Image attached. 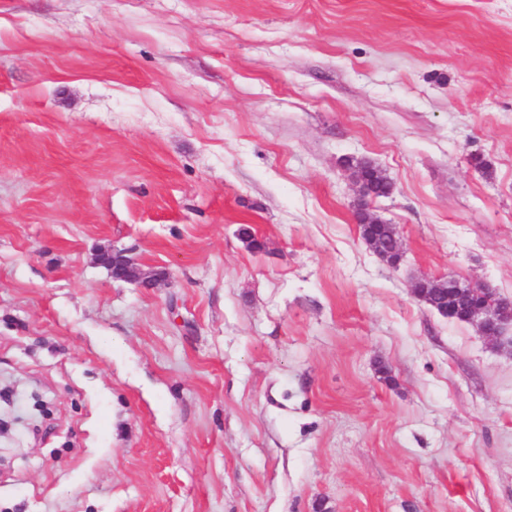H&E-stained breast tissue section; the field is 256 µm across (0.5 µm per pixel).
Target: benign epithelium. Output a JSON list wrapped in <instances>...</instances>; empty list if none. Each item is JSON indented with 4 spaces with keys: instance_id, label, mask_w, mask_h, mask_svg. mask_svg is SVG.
Masks as SVG:
<instances>
[{
    "instance_id": "obj_1",
    "label": "benign epithelium",
    "mask_w": 512,
    "mask_h": 512,
    "mask_svg": "<svg viewBox=\"0 0 512 512\" xmlns=\"http://www.w3.org/2000/svg\"><path fill=\"white\" fill-rule=\"evenodd\" d=\"M384 172L370 163L362 171L352 174L356 186V200L354 202V217L356 222L362 224L380 223L382 219L372 213L366 205V192L370 182L383 176ZM102 257L112 266V274L118 279L133 282L142 288H151L160 277L155 271H145L128 255L124 249H114L112 253H104ZM475 294L468 296L465 310L437 308L441 315L452 319L462 318L476 325L481 334L494 340H499L507 330L512 329V313H501L498 310L497 299L512 305V298L499 297L496 289L487 284L470 285Z\"/></svg>"
}]
</instances>
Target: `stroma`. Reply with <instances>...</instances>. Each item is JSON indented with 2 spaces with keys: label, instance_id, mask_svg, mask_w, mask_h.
<instances>
[{
  "label": "stroma",
  "instance_id": "1",
  "mask_svg": "<svg viewBox=\"0 0 512 512\" xmlns=\"http://www.w3.org/2000/svg\"><path fill=\"white\" fill-rule=\"evenodd\" d=\"M448 276L512 296V0H0V512H512ZM384 172L371 162L362 171L352 174L354 184L356 186V200L354 202V217L360 226L361 237L366 241L377 240L384 248H388L392 243L390 234V226L392 224L383 222L376 214L372 213L366 205V192L370 186V182L382 177ZM376 223V224H370ZM102 257L112 266V274L123 281L137 283L141 288H151L161 276L155 271H145L128 255L125 249H112V254Z\"/></svg>",
  "mask_w": 512,
  "mask_h": 512
}]
</instances>
